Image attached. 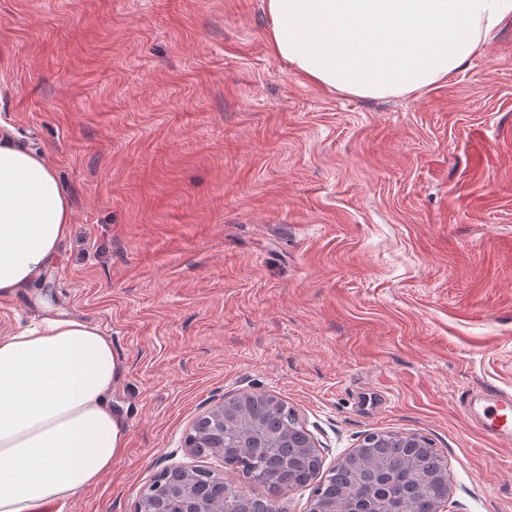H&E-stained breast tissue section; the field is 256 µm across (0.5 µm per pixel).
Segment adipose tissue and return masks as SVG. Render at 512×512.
<instances>
[{
    "label": "adipose tissue",
    "instance_id": "adipose-tissue-1",
    "mask_svg": "<svg viewBox=\"0 0 512 512\" xmlns=\"http://www.w3.org/2000/svg\"><path fill=\"white\" fill-rule=\"evenodd\" d=\"M268 41L295 73L362 98L420 95L485 54L512 0H264ZM71 205L47 159L0 136V297L39 278ZM112 342L66 316L0 336V512L44 508L96 485L126 446L109 395Z\"/></svg>",
    "mask_w": 512,
    "mask_h": 512
}]
</instances>
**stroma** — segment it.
<instances>
[{
    "label": "stroma",
    "mask_w": 512,
    "mask_h": 512,
    "mask_svg": "<svg viewBox=\"0 0 512 512\" xmlns=\"http://www.w3.org/2000/svg\"><path fill=\"white\" fill-rule=\"evenodd\" d=\"M262 0H0V121L71 203L0 333L64 314L121 365L127 445L51 512H134L219 399L268 392L324 447L431 439L447 512H512V18L419 97L294 74ZM219 467L210 456L191 459ZM486 394L489 405L483 417L477 422L478 428L488 437L511 444L512 441V395L503 391Z\"/></svg>",
    "instance_id": "stroma-1"
}]
</instances>
